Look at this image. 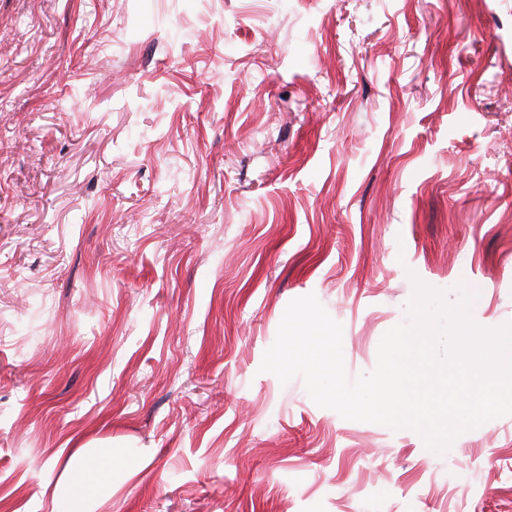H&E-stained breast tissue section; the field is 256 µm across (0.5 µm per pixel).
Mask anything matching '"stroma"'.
<instances>
[{
    "instance_id": "stroma-1",
    "label": "stroma",
    "mask_w": 512,
    "mask_h": 512,
    "mask_svg": "<svg viewBox=\"0 0 512 512\" xmlns=\"http://www.w3.org/2000/svg\"><path fill=\"white\" fill-rule=\"evenodd\" d=\"M417 279L512 323V0H0V512L74 462L98 512H512V415L438 454L260 370L312 293L371 371Z\"/></svg>"
}]
</instances>
